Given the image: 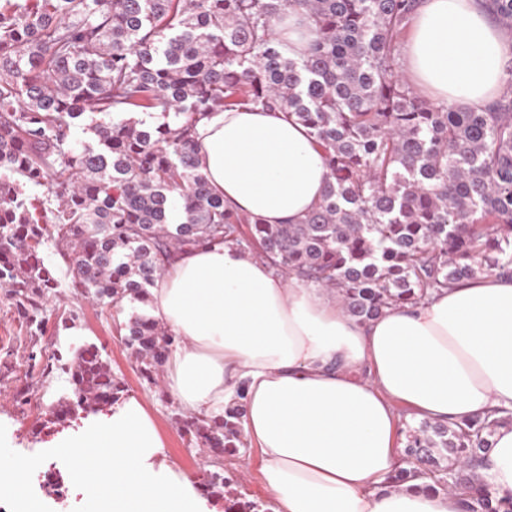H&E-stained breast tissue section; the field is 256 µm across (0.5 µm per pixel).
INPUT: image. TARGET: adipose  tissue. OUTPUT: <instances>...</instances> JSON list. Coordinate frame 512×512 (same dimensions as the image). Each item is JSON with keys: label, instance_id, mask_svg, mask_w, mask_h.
Instances as JSON below:
<instances>
[{"label": "adipose tissue", "instance_id": "obj_1", "mask_svg": "<svg viewBox=\"0 0 512 512\" xmlns=\"http://www.w3.org/2000/svg\"><path fill=\"white\" fill-rule=\"evenodd\" d=\"M400 45L404 69L432 98L481 109L512 74V33L476 0H422ZM200 170L224 202L266 224H293L321 200L323 152L308 128L249 106L209 113L196 127ZM149 310L175 336L167 393L190 415L220 418L244 402L243 428L275 512H461L430 479L394 487L399 417L461 422L512 414V278L485 274L416 306L359 323L319 288L284 280L233 242L174 257ZM480 471L512 498V421L499 425ZM90 494L107 512H198L189 479H162L164 444L134 399L66 437Z\"/></svg>", "mask_w": 512, "mask_h": 512}]
</instances>
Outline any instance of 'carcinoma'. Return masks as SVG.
Listing matches in <instances>:
<instances>
[{
	"mask_svg": "<svg viewBox=\"0 0 512 512\" xmlns=\"http://www.w3.org/2000/svg\"><path fill=\"white\" fill-rule=\"evenodd\" d=\"M512 31V0H477ZM420 0H36L0 6V286L29 327L54 314L57 287L37 256L52 241L83 293L120 307L147 303L165 263L229 238L288 277L334 294L364 323L478 274L512 277V84L484 108L423 97L404 76L398 40ZM305 13L317 38L288 56L273 20ZM242 105L306 126L329 180L296 224H264L224 205L199 169L196 126ZM123 115L96 121L94 114ZM94 143L77 149L86 118ZM48 190L41 224L26 189ZM181 222L171 223L174 203ZM125 344L157 382L174 336L135 316ZM73 399L113 403L122 391L93 346L70 376ZM227 418L184 420L217 453L236 452ZM475 416L412 430L395 485L427 477L473 490L465 512H512L476 469L495 428Z\"/></svg>",
	"mask_w": 512,
	"mask_h": 512,
	"instance_id": "carcinoma-1",
	"label": "carcinoma"
}]
</instances>
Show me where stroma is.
I'll return each mask as SVG.
<instances>
[{
	"mask_svg": "<svg viewBox=\"0 0 512 512\" xmlns=\"http://www.w3.org/2000/svg\"><path fill=\"white\" fill-rule=\"evenodd\" d=\"M39 255L59 281L58 288L49 294L50 305L59 312L77 314V328L66 330L50 323L44 335H31L12 300L0 289V464L6 466L15 459L36 457L62 464L59 436L82 435L91 413L79 410L65 421H51L49 406L71 398L72 385L68 374L59 370L51 377H42L40 367L52 352H59L67 363L79 349L93 345L109 362L114 378L122 383L121 399L139 400L155 420L166 444L167 463L177 475L189 476L200 486L209 480L211 473H239V497L261 503L260 512H272V496L258 473L257 449L245 441L239 443L237 452L232 455L197 447L183 431L178 405L164 388L151 386L142 377L119 334L120 325L141 313V306L126 301L116 309L89 301L74 288L73 275L53 243L42 244ZM23 388L29 395L39 397L40 414H32L29 404L13 401V393Z\"/></svg>",
	"mask_w": 512,
	"mask_h": 512,
	"instance_id": "35a3bbf8",
	"label": "stroma"
}]
</instances>
